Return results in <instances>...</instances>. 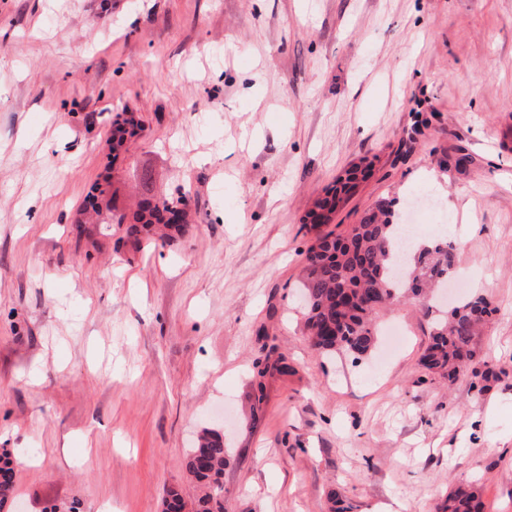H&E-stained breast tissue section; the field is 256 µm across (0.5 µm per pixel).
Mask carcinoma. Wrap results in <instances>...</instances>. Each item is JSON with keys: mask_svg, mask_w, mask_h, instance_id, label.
Masks as SVG:
<instances>
[{"mask_svg": "<svg viewBox=\"0 0 512 512\" xmlns=\"http://www.w3.org/2000/svg\"><path fill=\"white\" fill-rule=\"evenodd\" d=\"M139 130L141 119L129 113L123 124L112 131V151L121 150ZM366 176V168L353 166L309 215L311 228L317 234L304 260L303 317L314 346L325 353L343 349L362 355L371 351L376 312L402 300L426 305L432 290L442 285L455 266L456 246L444 239L436 238L421 248L399 253L402 231L395 221L394 200H379L363 212L357 223L340 232L321 230L326 214H336ZM109 187L107 177L93 183L82 211L101 216ZM181 228L177 200L145 199L133 214L127 233L138 236L160 229L169 239L168 231ZM493 312L491 303L480 296L453 308L445 320L433 327L420 357L422 368L451 380L471 365L477 355V331ZM225 462L224 434L202 430L186 462L189 473L204 489L195 512H224L220 491ZM15 478V459L9 453H1L0 512H12ZM439 512H482V504L471 489L459 486L448 493Z\"/></svg>", "mask_w": 512, "mask_h": 512, "instance_id": "cac0c4a2", "label": "carcinoma"}]
</instances>
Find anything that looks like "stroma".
Returning a JSON list of instances; mask_svg holds the SVG:
<instances>
[{"mask_svg": "<svg viewBox=\"0 0 512 512\" xmlns=\"http://www.w3.org/2000/svg\"><path fill=\"white\" fill-rule=\"evenodd\" d=\"M363 161L335 223L389 198L447 231L493 380L425 371L409 302L366 355L308 340V214ZM107 175L119 214L186 193L183 234L77 233ZM204 428L224 512H436L462 483L512 512V0H0V449L36 451L14 508L193 507ZM129 112H124V114ZM125 126L119 125L116 122L112 131V153L120 151L126 144L129 138L137 135L138 131L141 130V119L134 113H129L128 116L123 120ZM226 454L224 434L212 429H203L186 462L189 473L204 489V494L195 505V512L224 511L219 492L222 488L221 479L224 475Z\"/></svg>", "mask_w": 512, "mask_h": 512, "instance_id": "stroma-1", "label": "stroma"}]
</instances>
